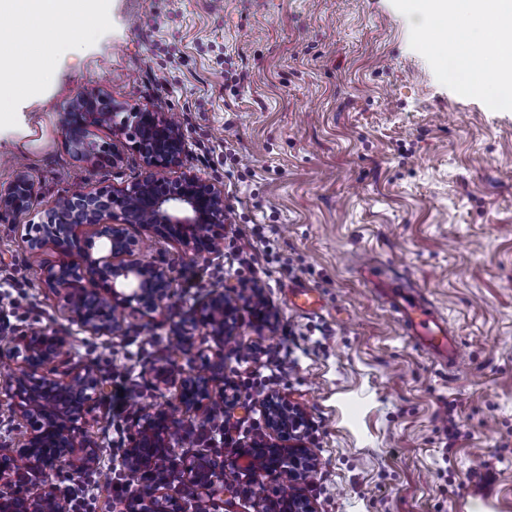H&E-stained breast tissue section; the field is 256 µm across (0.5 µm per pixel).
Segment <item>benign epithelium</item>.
<instances>
[{"label": "benign epithelium", "instance_id": "1", "mask_svg": "<svg viewBox=\"0 0 512 512\" xmlns=\"http://www.w3.org/2000/svg\"><path fill=\"white\" fill-rule=\"evenodd\" d=\"M82 92L70 102L62 126L68 149L94 168L119 167L125 152H133L141 173L121 186L71 187L50 206L38 210V191L20 172L0 185V218L32 215L38 221L15 224L34 267L39 288L53 295L61 314L91 336H124L128 316L149 317L173 296L170 269L155 260L135 257L134 226L158 241L179 245L186 263H195L224 248V188L194 174L171 177L182 164L186 138L172 114L155 109L109 103ZM108 128L124 139L122 148L105 151L93 140V130ZM54 259H42L45 249ZM239 309L214 288L197 298L192 323L218 342L229 335ZM69 337L57 328L16 333L0 320V362L22 355L17 368L0 376V393L8 397V412L20 426L12 445L0 447V512H67L49 478L78 458L77 470L98 464L99 446L85 430V414L105 398V381L95 365L68 359ZM223 361L205 369L190 368L179 382L184 414L200 415L208 423L215 405L233 402L224 387L214 385L223 374ZM268 442L234 452L233 478L244 475L261 481L288 477L306 480L315 466L297 444L305 422L303 412L278 394L263 404ZM181 423L165 411H140L132 416L125 469L151 474L154 481L134 487L120 501L121 512H218L217 496L225 487L224 464L206 453L188 461L175 449L183 447ZM44 484L34 493L19 487L31 475ZM276 512H315L306 496H281Z\"/></svg>", "mask_w": 512, "mask_h": 512}]
</instances>
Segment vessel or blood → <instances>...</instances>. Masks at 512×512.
I'll list each match as a JSON object with an SVG mask.
<instances>
[{
  "mask_svg": "<svg viewBox=\"0 0 512 512\" xmlns=\"http://www.w3.org/2000/svg\"><path fill=\"white\" fill-rule=\"evenodd\" d=\"M383 288L408 335L413 336L435 358L455 365L459 357L456 339L449 335L444 319L432 310L413 285L401 277L385 282Z\"/></svg>",
  "mask_w": 512,
  "mask_h": 512,
  "instance_id": "b4317fda",
  "label": "vessel or blood"
}]
</instances>
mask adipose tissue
<instances>
[{
  "label": "adipose tissue",
  "instance_id": "ef3b65f1",
  "mask_svg": "<svg viewBox=\"0 0 512 512\" xmlns=\"http://www.w3.org/2000/svg\"><path fill=\"white\" fill-rule=\"evenodd\" d=\"M420 13L432 22L435 43L457 52L481 91H512V0H420ZM27 15L23 24L0 28V112L15 100L22 77L23 49L40 45L47 23L75 25L89 16L75 0H0V15Z\"/></svg>",
  "mask_w": 512,
  "mask_h": 512
}]
</instances>
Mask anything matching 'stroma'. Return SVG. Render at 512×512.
<instances>
[{
    "instance_id": "1",
    "label": "stroma",
    "mask_w": 512,
    "mask_h": 512,
    "mask_svg": "<svg viewBox=\"0 0 512 512\" xmlns=\"http://www.w3.org/2000/svg\"><path fill=\"white\" fill-rule=\"evenodd\" d=\"M82 27L49 24L35 92L0 117V184L17 166L47 207L71 186L123 185L140 166L96 169L66 147L81 92L178 117L182 169L224 188V251L184 263L140 228V255L169 267L188 317L220 286L261 294L223 346L176 352L170 323L83 333L42 293L10 221H0V315L70 336L72 362L121 372L146 409L178 412V373L224 352V412L252 441L272 393L305 415L316 467L298 485L315 512H512V107L449 82L412 0H104ZM408 275L465 358L417 346L361 273ZM311 289L313 311L297 307ZM132 405L102 402L88 434L110 451L90 492L122 468Z\"/></svg>"
}]
</instances>
